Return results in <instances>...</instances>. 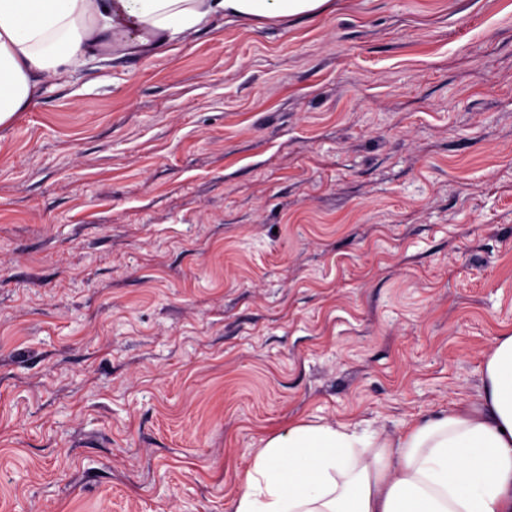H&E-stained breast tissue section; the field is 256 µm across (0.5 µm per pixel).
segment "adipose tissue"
<instances>
[{
  "label": "adipose tissue",
  "instance_id": "1",
  "mask_svg": "<svg viewBox=\"0 0 512 512\" xmlns=\"http://www.w3.org/2000/svg\"><path fill=\"white\" fill-rule=\"evenodd\" d=\"M329 0H0V124L47 73L134 39L184 40L220 18L282 23ZM231 512H512V333L495 337L477 402L365 442L356 424L288 423L262 440Z\"/></svg>",
  "mask_w": 512,
  "mask_h": 512
}]
</instances>
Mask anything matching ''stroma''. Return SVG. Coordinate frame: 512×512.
<instances>
[{
  "label": "stroma",
  "instance_id": "35a3bbf8",
  "mask_svg": "<svg viewBox=\"0 0 512 512\" xmlns=\"http://www.w3.org/2000/svg\"><path fill=\"white\" fill-rule=\"evenodd\" d=\"M512 333V0H332L46 74L0 125V512H229Z\"/></svg>",
  "mask_w": 512,
  "mask_h": 512
}]
</instances>
